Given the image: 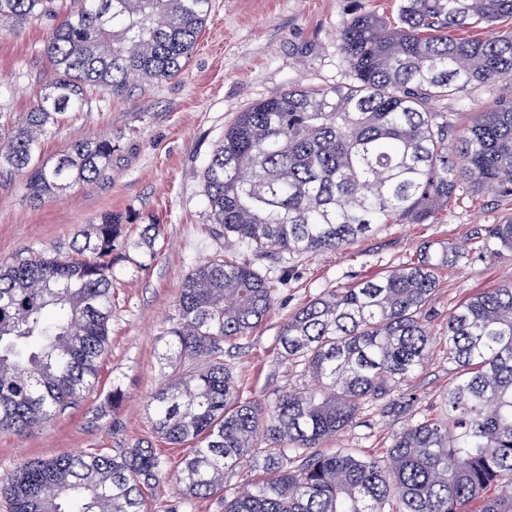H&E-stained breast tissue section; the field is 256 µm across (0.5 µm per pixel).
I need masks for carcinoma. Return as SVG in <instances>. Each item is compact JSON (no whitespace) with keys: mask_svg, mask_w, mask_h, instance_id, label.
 I'll list each match as a JSON object with an SVG mask.
<instances>
[{"mask_svg":"<svg viewBox=\"0 0 512 512\" xmlns=\"http://www.w3.org/2000/svg\"><path fill=\"white\" fill-rule=\"evenodd\" d=\"M211 0H0V24L47 21L51 79L0 137V168L29 173V195L50 199L112 168V139L79 140L53 161L41 136L132 77L162 81L192 55ZM486 30L465 38L466 29ZM352 82L291 88L254 103L224 130L202 173L215 227L243 251L343 250L378 224H434L460 182L512 198V93L458 130L435 102L512 76V0H397V21L356 9L339 30ZM121 219L105 214L73 256H29L0 267V431L23 434L72 408L98 372L112 319V251ZM495 240L512 251V220L467 250L427 242L416 257L354 288L297 308L276 337L307 382L271 403L246 397L224 346L263 322L288 275L217 254L185 278L179 316L160 336L153 426L187 446L177 470L188 512L215 498L224 512H512V285L480 292L448 314L443 343L457 380L439 411L391 395L438 343L428 328L437 271ZM407 417L381 457L325 440L364 407ZM260 470L233 498L224 485ZM170 476L139 441L117 454L28 461L0 497L11 512H141L143 491Z\"/></svg>","mask_w":512,"mask_h":512,"instance_id":"carcinoma-1","label":"carcinoma"}]
</instances>
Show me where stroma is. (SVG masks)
<instances>
[{"instance_id":"1","label":"stroma","mask_w":512,"mask_h":512,"mask_svg":"<svg viewBox=\"0 0 512 512\" xmlns=\"http://www.w3.org/2000/svg\"><path fill=\"white\" fill-rule=\"evenodd\" d=\"M394 17L393 0H212L191 58L177 76L147 84L131 80L125 93L89 101L72 119L46 129L42 155L51 160L80 139L112 138L119 146L107 175L73 184L45 202L30 200L28 176L0 174V266L20 256L68 252L73 239L106 212L121 217L123 235L112 269L109 348L78 406L19 437L0 432V481L23 463L79 452L115 453L151 440L170 469L184 448L156 437L150 402L163 382L161 332L176 320L182 283L200 261L223 252L212 233L201 175L224 130L254 103L291 87L350 82L339 27L352 6ZM46 25L0 31V134L27 112L47 81L42 54ZM502 86L475 84L433 111L449 124L466 122L496 104ZM512 218V200L461 184L435 224H381L354 245L314 255L270 259L249 253L254 268L272 277L288 271V286L267 318L238 341L229 361L248 397L273 399L296 383L278 355L276 336L288 315L317 295L407 263L426 240L465 244ZM430 330L446 334L448 314L464 298L512 283V251L488 243L437 272ZM456 378L443 349L406 383L423 412H433ZM124 399L112 407L113 387ZM404 420L365 409L357 425L324 442L322 451L349 448L380 456Z\"/></svg>"}]
</instances>
